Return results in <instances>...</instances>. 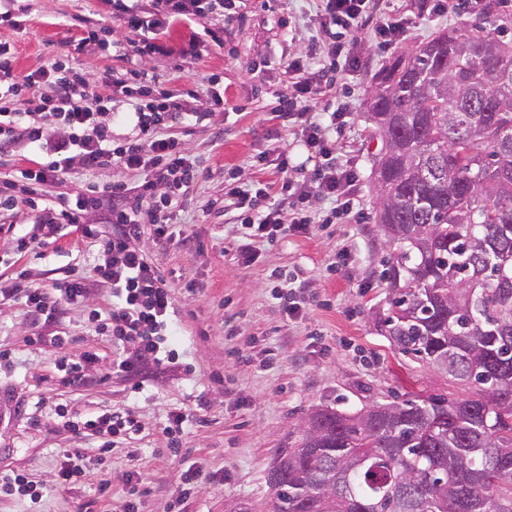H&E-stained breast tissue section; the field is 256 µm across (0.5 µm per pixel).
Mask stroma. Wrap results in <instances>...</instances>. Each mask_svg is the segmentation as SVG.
I'll return each instance as SVG.
<instances>
[{"instance_id": "35a3bbf8", "label": "stroma", "mask_w": 512, "mask_h": 512, "mask_svg": "<svg viewBox=\"0 0 512 512\" xmlns=\"http://www.w3.org/2000/svg\"><path fill=\"white\" fill-rule=\"evenodd\" d=\"M488 0H457L442 14L437 0H391L401 15L416 18L397 49L407 51L440 30L486 25ZM20 27L0 22V42L14 50L17 73L26 74L54 59L77 55L89 75L110 69L122 73L125 61L90 42L75 53L74 42L97 22L100 0H21ZM310 0H227L230 20L196 19L172 28L163 38L168 56L144 55L142 68L162 82L194 95L204 119L181 132L200 169L197 181L174 221L203 241L201 252L185 254L145 241L150 261L174 285L194 281L193 298H178L181 324L179 360L169 372L149 378L140 392L118 375L75 392L63 391L50 352L25 345L27 320L21 308L0 311V350L13 362L0 369V472L19 471L45 484L43 512H79L94 500L100 512H124L125 479L140 474L145 494L140 512H270L267 482L276 452L292 447L308 414L325 406L354 412L372 404L407 397L464 396L460 386L399 353L383 336L375 314L386 305L387 288L379 279L387 254L375 219L372 156L381 143L372 138L367 93L392 51H371L367 67L355 78L349 98L350 119L336 136L338 159L360 171L358 213L348 224L316 226L312 235L265 245L250 267L233 263L237 229L211 204L224 194V176L237 168L250 179H276L274 167H255L262 152L285 148L310 155L270 108L288 91L285 66L313 32ZM223 29V43L209 33ZM197 37L202 56L180 66L177 53ZM396 49V50H397ZM217 75L226 106L213 105L206 76ZM62 252L17 254L11 234L0 232V275L27 269L42 286L82 269L94 246L62 238ZM307 280L313 300L304 320L282 315L284 300L302 301L297 289H284L283 277ZM254 357L242 363L243 355ZM81 412L130 411L142 431L113 445L101 463H90V480L71 490L52 487L60 449L72 447L69 433L52 428L58 403ZM189 414L180 448H173L164 425L172 411ZM200 474L198 491L180 502L176 490L186 470ZM109 480L100 490L101 480Z\"/></svg>"}]
</instances>
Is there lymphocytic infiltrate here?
<instances>
[{
  "mask_svg": "<svg viewBox=\"0 0 512 512\" xmlns=\"http://www.w3.org/2000/svg\"><path fill=\"white\" fill-rule=\"evenodd\" d=\"M102 2L129 31L146 35L147 40L138 49L113 37V50L128 66L122 75L107 70L99 76L105 93L95 106L85 103L90 79L73 60H57L20 76L14 72L12 51L0 44V146L22 140L39 156L34 167L0 176V213L22 204L42 209L46 215L38 230L15 233V249L22 253L35 244H56L67 230L98 245L89 269L71 270L48 288L37 286L26 270H16L0 281V308L20 305L26 309L29 324L24 341L56 354L55 368L63 387L76 390L116 373L137 391L176 360L170 340L179 328V309L170 283L149 260L141 242L149 237L154 243L188 250L201 247L199 239L182 235L172 223L197 177V164L173 129L195 125L200 116L189 105L186 90L159 84L130 61L141 52L167 53V45L158 42L157 36L175 22L223 17L224 0H150L144 7L138 0ZM381 2L318 0L312 17L315 34L288 61L290 90L277 97L273 112L287 122L296 138L315 150L319 160L309 173L294 177L291 159L282 149L273 160L279 182H255L237 174L225 180L223 204L238 210L244 230L236 247L238 265L253 264L262 245L311 235L320 221L314 201L330 202L334 216L351 213L359 171L355 164L336 158L331 134L342 128L348 114L333 107L329 96L337 75L352 76L364 66L359 34H369L378 48L388 49L406 32V18L382 12ZM341 30L350 33V40H338ZM43 81L52 82L57 90L53 103L31 95ZM117 88L129 99L124 119L130 131L124 135L114 134L109 118L110 92ZM74 163L90 176L116 168L137 173L138 180L101 185L90 179L76 193L45 198L43 185L65 183ZM86 214L96 215V223H83ZM100 286L112 290V302L105 308L91 305ZM79 305L88 308L98 335L116 346L112 359L94 349L64 356V349L78 341L67 317L71 307ZM55 413L75 438L97 440L102 454L111 448L115 436L141 430L140 422L128 412L81 414L59 404Z\"/></svg>",
  "mask_w": 512,
  "mask_h": 512,
  "instance_id": "lymphocytic-infiltrate-1",
  "label": "lymphocytic infiltrate"
}]
</instances>
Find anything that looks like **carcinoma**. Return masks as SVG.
I'll use <instances>...</instances> for the list:
<instances>
[{
  "mask_svg": "<svg viewBox=\"0 0 512 512\" xmlns=\"http://www.w3.org/2000/svg\"><path fill=\"white\" fill-rule=\"evenodd\" d=\"M367 105L380 322L475 395L310 414L268 474L273 512H512V45L443 30L393 57ZM438 407L448 426L428 436Z\"/></svg>",
  "mask_w": 512,
  "mask_h": 512,
  "instance_id": "1",
  "label": "carcinoma"
}]
</instances>
